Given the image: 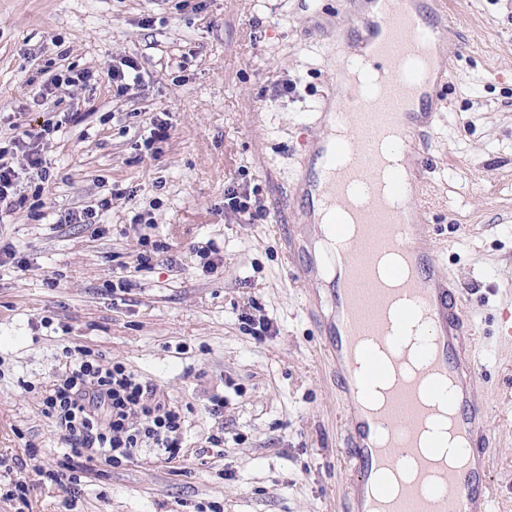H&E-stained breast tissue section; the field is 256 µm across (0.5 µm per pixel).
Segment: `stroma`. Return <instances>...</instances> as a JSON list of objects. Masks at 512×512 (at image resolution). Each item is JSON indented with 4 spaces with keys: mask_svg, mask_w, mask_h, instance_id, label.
<instances>
[{
    "mask_svg": "<svg viewBox=\"0 0 512 512\" xmlns=\"http://www.w3.org/2000/svg\"><path fill=\"white\" fill-rule=\"evenodd\" d=\"M345 11L344 0H0V138L36 133L47 171L14 154L22 204L0 214V246L25 261L0 267V512H343L342 400L306 291L286 275L301 212L283 195L334 74L330 33L355 34ZM448 11L428 219L482 333L495 512H512V340L499 334L512 308V0ZM126 58L139 81L120 97L105 73ZM66 69L97 79L43 104V84ZM286 79L295 92L271 100ZM162 111L170 137L155 155L145 115ZM50 120L58 131L42 135ZM230 186L262 199L265 217L225 210ZM103 199L98 223H61ZM146 240L176 265L140 267ZM210 243L224 262L214 273L196 254ZM260 317L273 324L263 337ZM82 350L139 374L186 422L176 458L147 442L119 466L93 459L67 510L48 477L63 470L65 431L43 400Z\"/></svg>",
    "mask_w": 512,
    "mask_h": 512,
    "instance_id": "stroma-1",
    "label": "stroma"
}]
</instances>
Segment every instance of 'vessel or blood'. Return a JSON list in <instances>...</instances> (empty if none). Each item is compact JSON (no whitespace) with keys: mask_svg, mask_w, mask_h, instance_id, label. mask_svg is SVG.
I'll use <instances>...</instances> for the list:
<instances>
[{"mask_svg":"<svg viewBox=\"0 0 512 512\" xmlns=\"http://www.w3.org/2000/svg\"><path fill=\"white\" fill-rule=\"evenodd\" d=\"M358 4L347 0L358 36L331 42L339 57L331 101L341 105L351 132L333 142L326 129L313 133L305 142L307 157L284 196L306 215L328 204L338 219H351L364 230L352 242L344 233L306 223L288 241L291 281L300 288L322 287L324 293V306L314 315L344 401L341 418L347 433L340 457L349 480L343 496L352 512H493L489 467L495 412L475 392L479 333L462 288L442 270L437 240L425 219V139L435 114L421 104L448 78V14L444 0H433L437 21L431 24L415 0H380V15L372 22ZM374 59L383 63L380 77L363 91L352 89L346 80L350 64ZM392 132L407 164L385 169L387 188L381 191L373 175L385 168V160L375 145ZM394 198L404 199L405 208L392 209ZM375 240L408 253L395 285L368 273L371 259L363 245ZM394 312L420 321L425 329L421 369L396 381L389 405L368 411L362 397L387 375L370 343L388 341V318ZM436 379L455 387L451 429L468 450L464 463L455 467H440L437 451H418L434 410ZM395 421L402 426L403 447L416 454L413 480L398 497L384 490L368 493L369 482L390 477L397 466L393 444L377 436L380 425Z\"/></svg>","mask_w":512,"mask_h":512,"instance_id":"b4317fda","label":"vessel or blood"}]
</instances>
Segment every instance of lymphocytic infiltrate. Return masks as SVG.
I'll return each mask as SVG.
<instances>
[{
    "label": "lymphocytic infiltrate",
    "mask_w": 512,
    "mask_h": 512,
    "mask_svg": "<svg viewBox=\"0 0 512 512\" xmlns=\"http://www.w3.org/2000/svg\"><path fill=\"white\" fill-rule=\"evenodd\" d=\"M21 148L26 149L25 140L18 135L0 145V212L16 206V173L8 157ZM26 151L30 169L43 173L38 151ZM44 405L46 414L65 430L70 456L77 460L98 455L117 466L133 460L147 441L172 458L181 446L179 409L119 362L105 368L93 358L76 361L50 389Z\"/></svg>",
    "instance_id": "obj_1"
}]
</instances>
